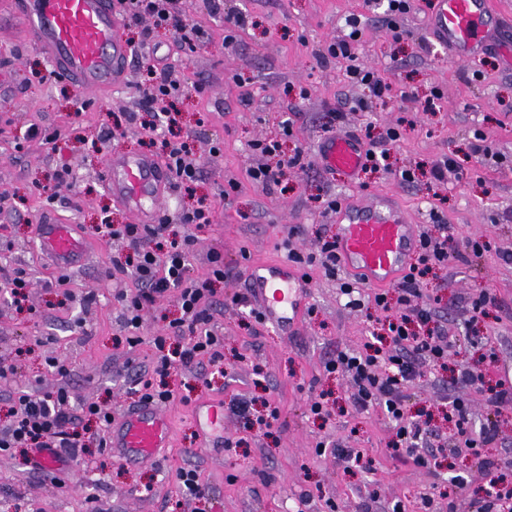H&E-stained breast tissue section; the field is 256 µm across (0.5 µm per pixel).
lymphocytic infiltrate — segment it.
Masks as SVG:
<instances>
[{"instance_id": "lymphocytic-infiltrate-1", "label": "lymphocytic infiltrate", "mask_w": 512, "mask_h": 512, "mask_svg": "<svg viewBox=\"0 0 512 512\" xmlns=\"http://www.w3.org/2000/svg\"><path fill=\"white\" fill-rule=\"evenodd\" d=\"M112 6L126 26L139 25L147 18L153 29L170 32L190 48L203 49L208 45L203 31L188 15L186 0H113ZM348 24L346 39L329 44L324 56L344 61L351 81L367 88L373 97H384L391 89L384 73L361 63L355 51L362 35L359 21L352 18ZM141 66L147 77L137 90L141 109L150 117L143 126L144 133L149 140L160 142L162 159L174 185L192 190L200 180L202 167L192 158L186 142L175 133L178 114L174 102L183 90L150 60H142ZM252 148L276 159L275 164L248 172L251 183L263 191L281 185L288 171L304 166L303 151L298 149L285 155L279 141L257 140ZM171 221L164 216L155 224L95 227L101 239H118L124 244L123 250L112 255V268L127 274L134 284L133 289H122L115 295L123 311L127 343L138 344V333L157 297L172 296L179 312L166 331L153 339L158 356L151 375L138 373L131 380L130 392L141 405H162L173 400L174 393L166 382L173 371L202 363L222 374L229 370L224 361V336L214 319L215 285L228 276L224 260L220 253H212L203 274L190 273L193 232L212 224V206L207 198L201 197L180 214L176 221L186 225V233L171 231ZM489 247V241L479 238L467 240L465 249H458L450 244L447 225L427 224L419 230L416 263L409 265L392 289L372 290L362 300L356 298L352 283L340 286L349 306L382 315L383 331L360 351H337L325 362L324 369L327 374L348 380L352 387L349 402L354 412L373 407L383 410L394 424L393 436L387 444L391 455L422 469L431 468L435 451L443 443L430 418L410 413L406 391L426 373L447 369L448 358L457 344L456 335L436 322L437 310L427 292V277L434 268L462 260L464 253L477 256ZM498 363L495 352L483 354L480 364L459 371L453 379L454 387L475 389L486 408L493 412L511 404L512 384L502 378L492 385L486 381L487 375L497 370ZM46 364L60 377V384L50 390L8 395L6 419L0 423V454L10 455L20 448L28 455L47 451L63 460L91 447L106 449L114 420L111 406L93 401L73 408L67 367L55 358L47 359ZM449 409L456 428L453 453L478 456L480 448L497 440L498 430L493 421L473 428L464 399L453 397ZM479 464L484 478L495 484L494 493L469 500L456 497L449 501L448 512H459L463 506L468 512H512V484L497 474L493 460L480 458Z\"/></svg>"}]
</instances>
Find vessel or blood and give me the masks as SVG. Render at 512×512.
Masks as SVG:
<instances>
[{
    "instance_id": "1",
    "label": "vessel or blood",
    "mask_w": 512,
    "mask_h": 512,
    "mask_svg": "<svg viewBox=\"0 0 512 512\" xmlns=\"http://www.w3.org/2000/svg\"><path fill=\"white\" fill-rule=\"evenodd\" d=\"M11 12L26 22L30 42L36 44L53 70L90 93L112 86L127 71L129 47L123 40L121 19L112 0H6ZM433 31L448 48L452 61H472L486 50L512 52V31L496 0H435ZM322 167L355 179L365 153L354 138L331 135L317 147ZM113 199L132 210L139 223L154 222L161 201L170 191V176L157 160L115 152L102 171ZM44 251L60 269L83 263L87 249L69 225L52 220L38 227ZM342 264L364 276L368 284L393 283L418 247V232L401 211L380 197L362 200L345 211L336 235ZM246 280L252 297L267 321L283 328L303 307V280L287 261L257 262L248 266ZM109 445L124 456L144 462L170 445L169 420L157 407L128 411L113 427Z\"/></svg>"
}]
</instances>
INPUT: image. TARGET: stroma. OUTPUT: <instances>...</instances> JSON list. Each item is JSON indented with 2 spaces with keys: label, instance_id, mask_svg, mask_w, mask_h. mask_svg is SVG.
<instances>
[{
  "label": "stroma",
  "instance_id": "35a3bbf8",
  "mask_svg": "<svg viewBox=\"0 0 512 512\" xmlns=\"http://www.w3.org/2000/svg\"><path fill=\"white\" fill-rule=\"evenodd\" d=\"M231 5L249 24L230 48L224 45V21L209 13L206 0H187L190 18L210 39L206 51L184 50L161 30L146 37L132 27L123 35L134 45L147 42L156 66L169 69L188 88L175 102L180 136L202 164L197 191L208 195L214 208L213 225L196 233L191 263L195 272H205L207 254L215 248L233 269L217 290L216 318L224 329L225 360L238 354L246 360L226 377L213 375L204 364L170 377L175 397L162 411L173 441L154 460L124 462L91 448L58 470L42 472L20 458L0 456V512H392L398 501L408 512H448L457 481H465L472 493L486 485L474 457L445 453L435 475H428L390 456L392 425L381 409L345 412L350 384L325 374L324 363L336 350L362 349L377 329L340 294L353 272L329 275L312 268L305 300L312 311L286 333L256 323L232 298L247 286L240 272L249 261L283 258V239L308 251L318 236L337 233L335 215L323 209L326 198L353 203L384 194L413 224L431 223L437 215L456 242L486 237L490 251L431 275L440 321L466 338L447 371L424 377L407 391L411 411L429 405L433 425L444 439H453L446 401L453 373L492 348L501 375L512 377V67L496 51L468 64L448 62L430 34V0H415L399 21L404 36L397 41L382 9L364 0H232ZM353 17L364 27L360 60L384 70L391 85L383 98L350 82L342 61L323 65L317 59L319 50L344 38ZM1 56L18 62L12 74H0V268L25 269L31 286L19 305L0 293V357L16 369L0 381V397L57 386L46 364L56 358L69 370L72 404L104 402L119 417L133 406L126 394L129 373L151 370L152 338L178 315L171 298H157L141 343L128 346L113 296L132 281L112 271L116 242L94 232L106 216L115 224L136 221L113 203L100 170L112 151L147 153L141 129L124 122L109 142L100 136L114 119L138 108L140 55L132 53L124 82L96 95L65 81L41 82L37 76L48 70V62L27 41L22 20L5 14L0 15ZM196 83L203 84L202 92L193 91ZM361 101L368 110L358 109ZM336 107L343 114L337 122L331 119ZM33 123L60 130L55 147L22 142ZM286 124L292 127L288 137L282 132ZM387 126L400 132L390 148L389 170L350 183L320 166L316 148L327 132L362 137ZM479 132L499 160L477 163L472 148ZM264 139L281 141L288 154L298 147L305 152L304 169L289 172L271 194L247 177L264 161L249 144ZM217 143L223 153L214 157L209 150ZM446 156L460 165V177L432 183V165ZM64 167L72 175L70 186L63 200L48 201L42 188ZM402 169L415 171L414 183H400L395 173ZM231 178L241 188L227 198L222 190ZM49 216L73 225L92 251L89 263L70 271L62 289L51 285L59 272L46 260L36 232ZM478 287L503 305L472 323L466 302ZM323 391L332 399L326 421L308 411L311 397ZM236 395L268 396L277 403L280 418L272 436L244 431L229 412L223 429L198 428L197 407L226 404ZM227 438L242 439V447L225 451ZM324 439L362 449L372 466L316 456L315 446ZM179 467L197 470L200 497L183 493L174 475ZM432 486L434 502L423 507L422 496Z\"/></svg>",
  "mask_w": 512,
  "mask_h": 512
}]
</instances>
